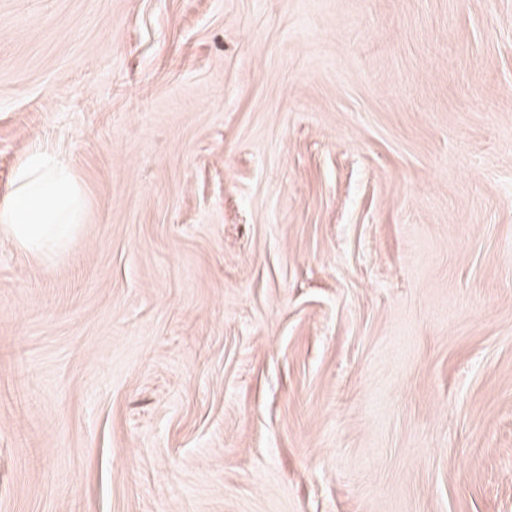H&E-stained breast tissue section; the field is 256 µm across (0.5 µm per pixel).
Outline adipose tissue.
Listing matches in <instances>:
<instances>
[{"label": "adipose tissue", "mask_w": 512, "mask_h": 512, "mask_svg": "<svg viewBox=\"0 0 512 512\" xmlns=\"http://www.w3.org/2000/svg\"><path fill=\"white\" fill-rule=\"evenodd\" d=\"M84 218L76 174L48 148L34 147L16 170L9 198L0 202V234L42 255L61 248Z\"/></svg>", "instance_id": "1"}]
</instances>
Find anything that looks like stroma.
I'll use <instances>...</instances> for the list:
<instances>
[{
	"instance_id": "obj_1",
	"label": "stroma",
	"mask_w": 512,
	"mask_h": 512,
	"mask_svg": "<svg viewBox=\"0 0 512 512\" xmlns=\"http://www.w3.org/2000/svg\"><path fill=\"white\" fill-rule=\"evenodd\" d=\"M0 512H512V0H0ZM83 190L53 151L36 146L16 170L13 190L0 204V234L25 249L50 255L83 224Z\"/></svg>"
}]
</instances>
